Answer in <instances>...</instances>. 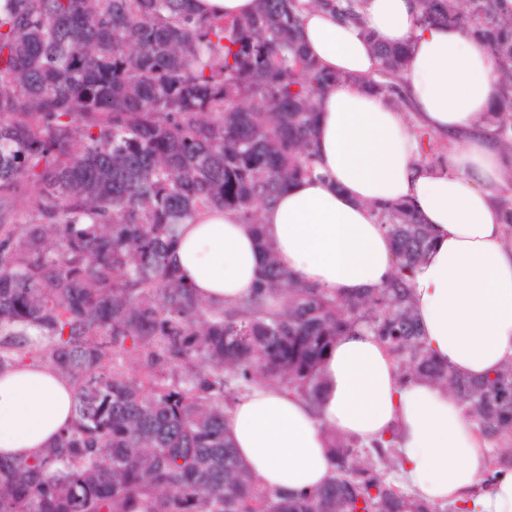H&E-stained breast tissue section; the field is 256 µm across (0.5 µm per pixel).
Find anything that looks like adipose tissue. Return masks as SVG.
Returning a JSON list of instances; mask_svg holds the SVG:
<instances>
[{"label": "adipose tissue", "mask_w": 512, "mask_h": 512, "mask_svg": "<svg viewBox=\"0 0 512 512\" xmlns=\"http://www.w3.org/2000/svg\"><path fill=\"white\" fill-rule=\"evenodd\" d=\"M296 2L307 55L342 78L317 99L320 174L282 190L258 232L235 211H197L176 227L171 267L207 305L239 303L254 293L268 244L283 269L353 296L383 287L394 269L375 207L407 205L431 232L411 280L423 341L460 375L494 376L512 363V229L498 200L512 156L487 132L499 93L491 57L459 29L423 24L418 0H361L358 24L337 20L330 0ZM378 43L409 48L391 94L371 84ZM427 134L447 149L442 166L421 161ZM317 373V403L270 383L252 386L228 413L226 434L258 486L297 496L328 483L329 431L366 444L394 433L401 475L418 499L512 512V468L483 482L495 440L453 390L403 380L372 332L339 336ZM75 404L74 381L43 358L0 371V456H43L71 429Z\"/></svg>", "instance_id": "adipose-tissue-1"}]
</instances>
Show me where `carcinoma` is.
Segmentation results:
<instances>
[{
  "label": "carcinoma",
  "mask_w": 512,
  "mask_h": 512,
  "mask_svg": "<svg viewBox=\"0 0 512 512\" xmlns=\"http://www.w3.org/2000/svg\"><path fill=\"white\" fill-rule=\"evenodd\" d=\"M257 2L232 20L190 0L0 4V371L37 355L77 388L55 447L0 459V512H440L390 479L389 440L333 436L332 480L288 497L254 483L224 432L259 382L316 399L322 356L356 327L512 441V365L474 381L421 340L410 280L430 231L409 208L376 209L394 274L361 295L332 297L269 255L247 303L209 307L170 268L175 225L197 210H234L259 232V210L317 173L315 100L341 77L306 56L294 0ZM499 5L421 0V21L466 31L493 59L490 125L512 152V14ZM375 50L376 86L391 91L408 47ZM118 350L146 378L112 365Z\"/></svg>",
  "instance_id": "1"
}]
</instances>
